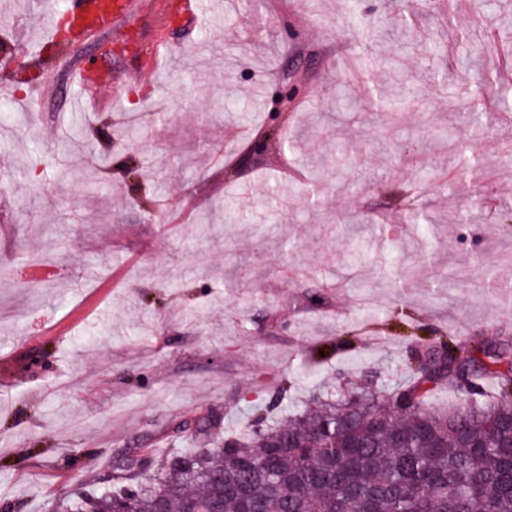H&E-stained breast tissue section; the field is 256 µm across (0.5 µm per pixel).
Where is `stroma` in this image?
<instances>
[{
    "instance_id": "stroma-1",
    "label": "stroma",
    "mask_w": 512,
    "mask_h": 512,
    "mask_svg": "<svg viewBox=\"0 0 512 512\" xmlns=\"http://www.w3.org/2000/svg\"><path fill=\"white\" fill-rule=\"evenodd\" d=\"M201 2L193 19L164 26L151 9L82 41L48 42L53 0L0 16V512H51L116 454L204 443L213 416L223 438L285 381L270 420L347 380H404L413 336L397 312L422 338L512 340V299L482 284L512 285V113L497 94L512 88V0H417L415 27L382 41L398 0ZM161 43L173 53L157 64ZM64 46L108 76L99 111L73 110L61 70L40 94ZM473 103L493 131L456 121ZM142 112L163 119L112 138ZM75 130L92 152L66 150ZM433 178L424 249L403 209ZM475 193L479 217L460 221ZM185 196L211 228L180 219ZM38 255L52 261L37 275Z\"/></svg>"
}]
</instances>
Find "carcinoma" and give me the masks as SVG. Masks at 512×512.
Wrapping results in <instances>:
<instances>
[{
  "instance_id": "1",
  "label": "carcinoma",
  "mask_w": 512,
  "mask_h": 512,
  "mask_svg": "<svg viewBox=\"0 0 512 512\" xmlns=\"http://www.w3.org/2000/svg\"><path fill=\"white\" fill-rule=\"evenodd\" d=\"M418 191L422 214L415 240L425 244L436 222ZM418 342L408 377L381 393L346 389L276 426L253 409L249 425L212 448L154 457L144 470L123 454L112 483L74 492L59 512H512V351ZM470 373L471 390L452 408L436 391ZM497 379L496 393L483 389Z\"/></svg>"
}]
</instances>
